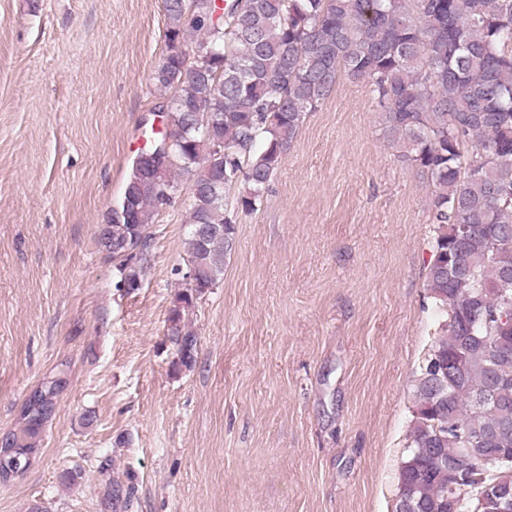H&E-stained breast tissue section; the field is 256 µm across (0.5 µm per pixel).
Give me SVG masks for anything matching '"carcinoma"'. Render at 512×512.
<instances>
[{"label": "carcinoma", "instance_id": "cac0c4a2", "mask_svg": "<svg viewBox=\"0 0 512 512\" xmlns=\"http://www.w3.org/2000/svg\"><path fill=\"white\" fill-rule=\"evenodd\" d=\"M164 0L166 53L154 72L171 92L159 110L166 133L153 134L133 160L106 225L135 230L130 254L113 233L100 243L121 278L138 281L150 261V224L169 202L158 179L182 187L178 173L197 176L188 217V258L220 281L235 224L228 206L257 209L291 149L305 115L333 92L340 75L365 81L384 106L390 141L401 158L428 174L434 187V237L426 287L446 315L415 379L410 442L398 476V507L452 512L478 508L498 479L492 461L512 454V333L497 332L504 295L512 296V0ZM224 143V187L204 172L203 138ZM213 232L204 239L195 226ZM470 231L461 270L448 271L456 225ZM484 309L475 333L463 319ZM178 363L195 362L197 338L186 326L169 336ZM68 385L60 371L42 381V396L25 399L18 428L0 440V484L35 460L37 439Z\"/></svg>", "mask_w": 512, "mask_h": 512}]
</instances>
